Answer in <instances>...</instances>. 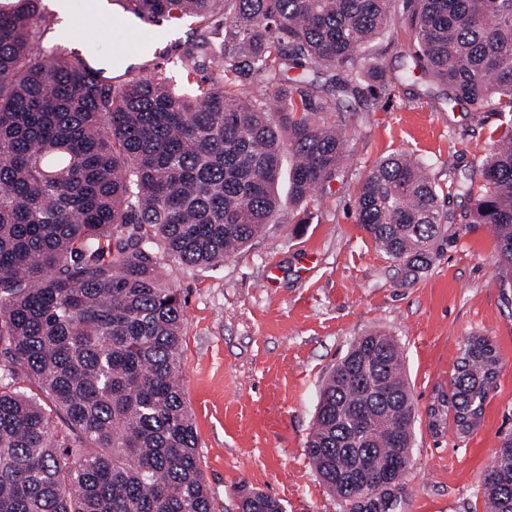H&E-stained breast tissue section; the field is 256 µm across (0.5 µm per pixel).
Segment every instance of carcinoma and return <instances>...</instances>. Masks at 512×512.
<instances>
[{
	"label": "carcinoma",
	"instance_id": "1",
	"mask_svg": "<svg viewBox=\"0 0 512 512\" xmlns=\"http://www.w3.org/2000/svg\"><path fill=\"white\" fill-rule=\"evenodd\" d=\"M121 2L150 22L196 19L173 62L190 88L157 65L127 78L48 48L43 0H0V512H213L179 379L184 307L160 259L210 268L247 245L279 207L286 151L290 202L323 195L350 155L333 117L364 84L388 91L366 50L397 17L413 69L449 101L512 112V0ZM480 171L448 169V188L474 201L456 215L422 164L394 154L360 183L357 223L407 278L432 264L445 226L489 224L512 288V128ZM498 363L488 338L461 348L458 432L480 422ZM413 418L397 342L360 337L326 378L305 446L348 512H387ZM376 479L387 489L368 500ZM482 489L485 512H512V437ZM240 509L283 512L250 490Z\"/></svg>",
	"mask_w": 512,
	"mask_h": 512
}]
</instances>
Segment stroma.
I'll list each match as a JSON object with an SVG mask.
<instances>
[{
    "mask_svg": "<svg viewBox=\"0 0 512 512\" xmlns=\"http://www.w3.org/2000/svg\"><path fill=\"white\" fill-rule=\"evenodd\" d=\"M68 3L66 48L123 69L169 67L195 26L166 21L133 43L119 0L95 13L87 0ZM147 44L154 54L146 59ZM371 52L388 75L402 73L413 53L404 25ZM506 123L449 104L446 85L414 73L391 95L342 113L346 174L305 217L287 202L283 177L271 223L223 265L164 262L184 306L181 376L213 512H239L244 488L275 497L283 512H346L304 448L327 374L373 331L399 342L415 407L411 466L389 512H484L483 474L512 434V288L498 278L495 235L486 224L449 225L431 266L407 280L360 228L354 198L369 169L393 153L412 155L442 184L449 167L472 173ZM474 336L493 342L499 368L480 424L461 434L448 410L451 378Z\"/></svg>",
    "mask_w": 512,
    "mask_h": 512,
    "instance_id": "obj_1",
    "label": "stroma"
}]
</instances>
